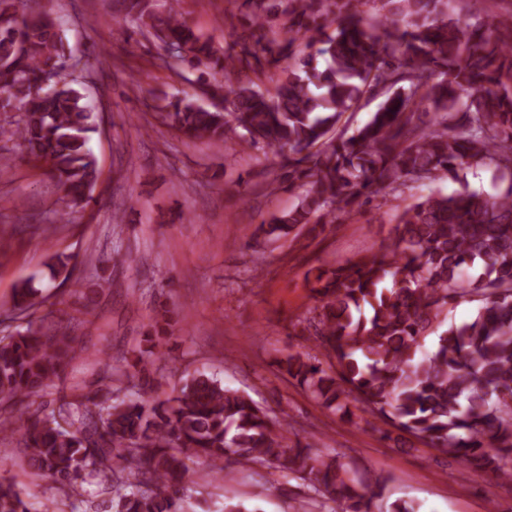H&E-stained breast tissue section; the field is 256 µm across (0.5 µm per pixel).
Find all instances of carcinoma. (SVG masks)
<instances>
[{
  "mask_svg": "<svg viewBox=\"0 0 512 512\" xmlns=\"http://www.w3.org/2000/svg\"><path fill=\"white\" fill-rule=\"evenodd\" d=\"M151 0H122L123 19L157 32L158 60L191 82L185 69L222 74L205 85L224 110L187 95L152 112L157 124L192 141L238 138L272 156L283 179L305 193L257 232L271 242L298 226L334 224L381 199H398L440 173L493 164L508 181L497 194L464 179L450 194L434 190L406 205L378 251L334 268H311L306 282L320 302L309 320L323 358L296 353L280 361L324 407L351 422L355 412L414 436L473 470L512 481V33L486 18L490 0H243L246 26L229 45L214 43L183 17ZM0 0V103L21 112L11 135L34 166L45 164L72 207L88 206L100 177L87 149L98 116L72 79L54 87L66 52L46 13ZM281 67L273 90L254 77ZM365 97L382 102L353 132L339 129ZM430 114L417 122L420 109ZM72 279L71 257L48 264ZM39 289L16 284L12 310L39 305ZM480 303L477 315L444 325L448 306ZM147 336L126 367L107 370L93 395L61 400L31 416L33 397L52 395L80 357L76 337L58 328L0 336V407L20 432V454L35 476L52 478L69 512H86L82 486L109 481L112 512H185L190 485L227 481L252 462L294 474L340 512H376L380 493L349 477L334 457L288 438V414L271 417L250 396L204 374L175 395L121 400L130 378L149 377L157 355ZM205 460L201 475L191 464ZM0 512H31L28 495L0 481Z\"/></svg>",
  "mask_w": 512,
  "mask_h": 512,
  "instance_id": "carcinoma-1",
  "label": "carcinoma"
}]
</instances>
